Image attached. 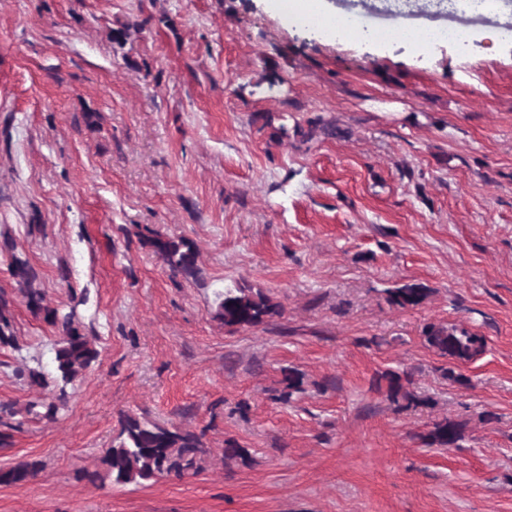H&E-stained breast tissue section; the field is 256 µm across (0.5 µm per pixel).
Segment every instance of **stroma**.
<instances>
[{
  "mask_svg": "<svg viewBox=\"0 0 512 512\" xmlns=\"http://www.w3.org/2000/svg\"><path fill=\"white\" fill-rule=\"evenodd\" d=\"M498 3L322 0L361 31L326 39L264 0H0V295L17 339L0 347V467L42 464L0 486V512H512V0ZM398 22L496 32L423 50L388 37ZM317 118L340 135L303 141ZM153 231L192 242L203 281L172 274ZM15 254L100 352L52 420L24 411L52 394L22 372L49 366L58 331L28 310ZM236 282L281 315L227 332L213 291ZM406 283L428 298L390 306ZM428 323L486 336L454 367L464 383L443 377ZM388 370L423 405L395 411L376 385ZM127 413L199 435L200 472L113 484L103 458ZM443 417L465 422L458 447L423 444ZM386 302L396 308L413 309L421 306L429 295L428 288L419 284H404L385 290Z\"/></svg>",
  "mask_w": 512,
  "mask_h": 512,
  "instance_id": "stroma-1",
  "label": "stroma"
}]
</instances>
